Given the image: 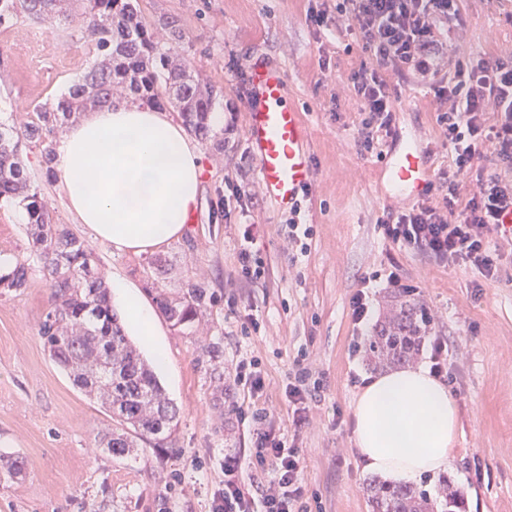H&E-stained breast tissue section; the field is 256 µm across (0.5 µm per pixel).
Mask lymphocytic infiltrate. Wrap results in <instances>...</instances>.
Listing matches in <instances>:
<instances>
[{
    "instance_id": "1",
    "label": "lymphocytic infiltrate",
    "mask_w": 512,
    "mask_h": 512,
    "mask_svg": "<svg viewBox=\"0 0 512 512\" xmlns=\"http://www.w3.org/2000/svg\"><path fill=\"white\" fill-rule=\"evenodd\" d=\"M334 14L345 18L372 58L350 76L367 117L362 138L391 131L397 110L393 78H412L430 87L437 121L452 154L439 186L442 205L429 199L401 207L384 222L394 243L437 262H453L492 280L498 268L490 254L493 240L512 238L500 222L512 208V54L494 59L448 48L441 39L444 23L459 15L458 0H338ZM493 157L491 173L477 177L470 195H462L464 178L476 161ZM323 385L312 380L303 358L294 361L286 388L292 424L302 429L321 399ZM253 439L249 457L225 455L224 486L211 512H311L310 488L299 448L276 430L267 408L242 411Z\"/></svg>"
}]
</instances>
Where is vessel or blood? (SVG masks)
<instances>
[{
	"instance_id": "obj_1",
	"label": "vessel or blood",
	"mask_w": 512,
	"mask_h": 512,
	"mask_svg": "<svg viewBox=\"0 0 512 512\" xmlns=\"http://www.w3.org/2000/svg\"><path fill=\"white\" fill-rule=\"evenodd\" d=\"M254 106L247 122L249 147L258 163L265 197L282 212L300 204L313 179L308 126L288 101V82L278 67H256L251 75ZM391 193L418 198L432 180L420 142L400 145L387 171Z\"/></svg>"
}]
</instances>
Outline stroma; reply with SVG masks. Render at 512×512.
Segmentation results:
<instances>
[{
  "instance_id": "obj_1",
  "label": "stroma",
  "mask_w": 512,
  "mask_h": 512,
  "mask_svg": "<svg viewBox=\"0 0 512 512\" xmlns=\"http://www.w3.org/2000/svg\"><path fill=\"white\" fill-rule=\"evenodd\" d=\"M172 60L200 86L213 90L226 121L196 145L204 167L202 200L186 236L164 246L167 271L155 276L151 254H120L89 240L105 282L119 279L151 302V282L170 295L186 280L204 284L209 298L202 321L177 330L155 321V341L168 354L157 376L177 406L173 449L145 447L121 461L98 448L112 427L109 413L92 403L43 348L40 322L52 291L30 249L22 208L0 206V255L30 264L27 288L0 295V454L17 452L26 476L0 471V512H209L224 475L225 454L249 452L252 437L231 405L250 397L235 381L241 352L258 357L266 389L258 403L273 423L294 435L304 476L321 512H369L364 470L353 444L351 404L372 370L363 344L386 310L397 270L403 284L433 316L430 333L448 344L444 382L456 399L459 434L447 475L460 488L462 512H512V246L493 247L498 277L438 263L399 248L381 225L405 206L385 199L380 175L394 146L420 138L432 173L451 156L437 123L434 93L398 81L391 135L361 144L366 118L349 82L368 54L347 32L319 30L306 15L316 0H132ZM460 22L444 28L449 45L484 56L512 53V0H459ZM183 38L172 42L171 30ZM98 58L86 23L51 25L26 15L0 26V122L20 124L51 107ZM282 68L288 94L309 127L314 179L294 214L278 211L263 195L258 164L249 150L246 122L253 106L255 64ZM19 159L53 219L75 224L57 181L47 179L39 147L23 143ZM247 187L242 203L225 206L227 181ZM312 227L306 253L287 245L290 223ZM259 233L264 275L250 282L235 271L247 225ZM366 292L369 312L355 320L352 298ZM260 328L240 339L247 318ZM307 349L325 392L310 425L294 430L285 396L293 360ZM218 368L223 380L206 375Z\"/></svg>"
}]
</instances>
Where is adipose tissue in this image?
<instances>
[{"instance_id":"obj_1","label":"adipose tissue","mask_w":512,"mask_h":512,"mask_svg":"<svg viewBox=\"0 0 512 512\" xmlns=\"http://www.w3.org/2000/svg\"><path fill=\"white\" fill-rule=\"evenodd\" d=\"M55 172L77 222L119 253H151L181 238L201 202V157L184 126L139 101L87 111L59 140ZM112 288L127 323L153 336V311L126 283ZM458 429L454 398L423 366L373 378L352 404L364 467L395 484L446 472Z\"/></svg>"}]
</instances>
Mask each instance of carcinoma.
Returning <instances> with one entry per match:
<instances>
[{"instance_id": "obj_1", "label": "carcinoma", "mask_w": 512, "mask_h": 512, "mask_svg": "<svg viewBox=\"0 0 512 512\" xmlns=\"http://www.w3.org/2000/svg\"><path fill=\"white\" fill-rule=\"evenodd\" d=\"M69 0H0V23L19 14L41 21L70 16ZM81 15L97 35L104 51L55 107L36 113V119L8 132L0 130V204L17 203L28 216L31 251L52 289L53 304L38 335L44 350L73 376L76 386L112 414V433L98 446L116 458H134L139 442L152 441L164 448L179 412L157 378L152 363L125 332L112 307L109 289L95 269L93 254L84 240L66 224L53 221L40 194L29 188L17 149L26 140L41 146L48 176H54V133L76 116L88 98L106 105L122 90L130 96L148 94L173 105L191 132L204 137L216 101L194 85L191 74L169 66L168 49L155 41L145 19L131 0H80ZM30 267L17 263L0 274L3 293L28 287ZM161 314L172 327L182 329L206 309L205 287L188 280L177 298L164 289L149 287ZM429 331L427 307L414 298L391 301L365 345L369 365L380 368L409 363L419 354ZM365 492L371 512H459L462 495L443 479L439 496L414 484L393 485L373 478Z\"/></svg>"}]
</instances>
